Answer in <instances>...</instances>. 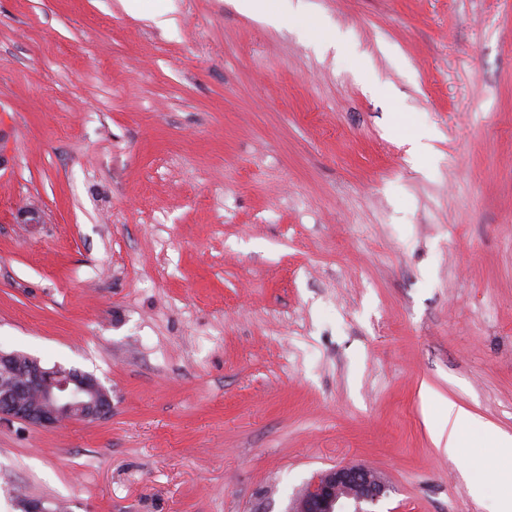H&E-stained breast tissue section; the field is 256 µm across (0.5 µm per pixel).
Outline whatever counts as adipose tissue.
Segmentation results:
<instances>
[{
    "label": "adipose tissue",
    "mask_w": 512,
    "mask_h": 512,
    "mask_svg": "<svg viewBox=\"0 0 512 512\" xmlns=\"http://www.w3.org/2000/svg\"><path fill=\"white\" fill-rule=\"evenodd\" d=\"M436 439L443 443L448 455H456L464 432L488 434L502 462L498 472L499 491L487 501L488 512H512V435L502 432L492 422L452 399L437 403Z\"/></svg>",
    "instance_id": "1"
}]
</instances>
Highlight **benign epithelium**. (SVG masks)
I'll return each mask as SVG.
<instances>
[{"mask_svg":"<svg viewBox=\"0 0 512 512\" xmlns=\"http://www.w3.org/2000/svg\"><path fill=\"white\" fill-rule=\"evenodd\" d=\"M112 413V396L93 375L45 368L21 352L0 351V420L35 427L97 421ZM389 486L373 469L336 465L307 482L290 512H373Z\"/></svg>","mask_w":512,"mask_h":512,"instance_id":"benign-epithelium-1","label":"benign epithelium"}]
</instances>
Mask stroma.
I'll list each match as a JSON object with an SVG mask.
<instances>
[{
  "mask_svg": "<svg viewBox=\"0 0 512 512\" xmlns=\"http://www.w3.org/2000/svg\"><path fill=\"white\" fill-rule=\"evenodd\" d=\"M150 10L0 0V349L112 393L0 422V512H289L341 463L486 512L427 392L512 434V0Z\"/></svg>",
  "mask_w": 512,
  "mask_h": 512,
  "instance_id": "35a3bbf8",
  "label": "stroma"
}]
</instances>
